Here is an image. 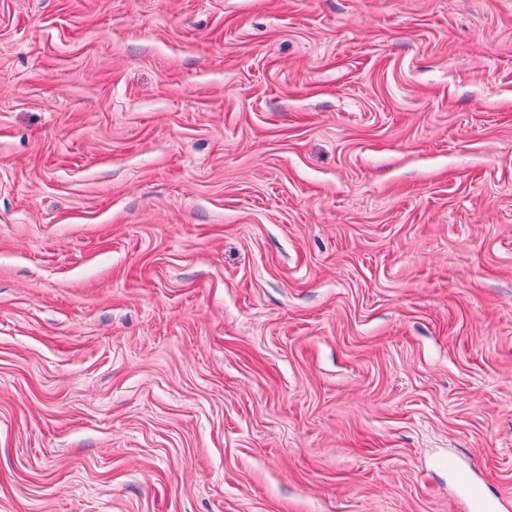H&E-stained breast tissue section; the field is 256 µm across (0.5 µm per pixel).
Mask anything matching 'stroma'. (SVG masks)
<instances>
[{
  "label": "stroma",
  "instance_id": "obj_1",
  "mask_svg": "<svg viewBox=\"0 0 512 512\" xmlns=\"http://www.w3.org/2000/svg\"><path fill=\"white\" fill-rule=\"evenodd\" d=\"M512 504V0H0V512ZM448 470L455 473L458 484L468 499L470 512H499L505 508L503 501L489 495L483 488L475 485L468 470L460 468L455 460L448 457Z\"/></svg>",
  "mask_w": 512,
  "mask_h": 512
}]
</instances>
